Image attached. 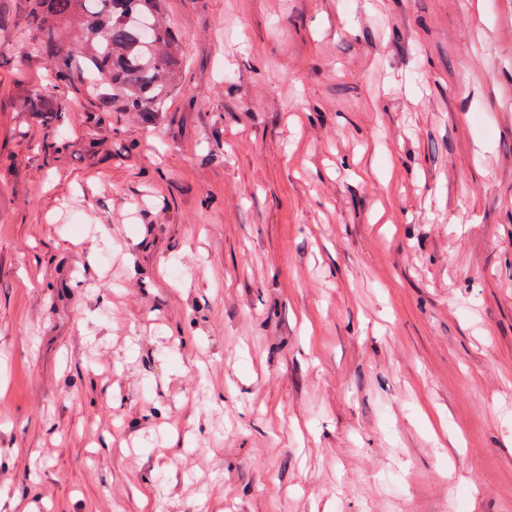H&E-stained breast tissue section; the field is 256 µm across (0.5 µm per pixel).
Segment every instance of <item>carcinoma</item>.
I'll use <instances>...</instances> for the list:
<instances>
[{"instance_id":"carcinoma-1","label":"carcinoma","mask_w":512,"mask_h":512,"mask_svg":"<svg viewBox=\"0 0 512 512\" xmlns=\"http://www.w3.org/2000/svg\"><path fill=\"white\" fill-rule=\"evenodd\" d=\"M42 41L58 45L65 33L81 42L100 87L124 110L152 123L181 75V43L164 0H29ZM27 118L59 122L61 113L42 93L27 99Z\"/></svg>"}]
</instances>
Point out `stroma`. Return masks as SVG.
Wrapping results in <instances>:
<instances>
[{"label": "stroma", "instance_id": "1", "mask_svg": "<svg viewBox=\"0 0 512 512\" xmlns=\"http://www.w3.org/2000/svg\"><path fill=\"white\" fill-rule=\"evenodd\" d=\"M165 9L150 125L0 0V512H512V0ZM26 115L29 120L38 123L56 124L61 119V112L52 106V101L42 93H34L27 99Z\"/></svg>", "mask_w": 512, "mask_h": 512}]
</instances>
